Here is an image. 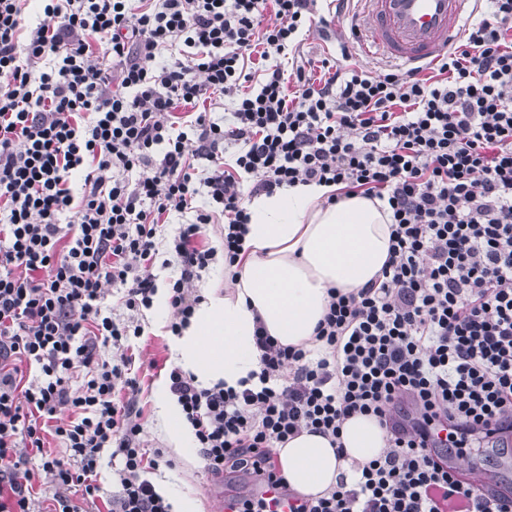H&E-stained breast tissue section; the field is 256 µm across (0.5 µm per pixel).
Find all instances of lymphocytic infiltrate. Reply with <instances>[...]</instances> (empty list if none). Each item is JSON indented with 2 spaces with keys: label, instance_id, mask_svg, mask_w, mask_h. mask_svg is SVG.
Segmentation results:
<instances>
[{
  "label": "lymphocytic infiltrate",
  "instance_id": "lymphocytic-infiltrate-1",
  "mask_svg": "<svg viewBox=\"0 0 512 512\" xmlns=\"http://www.w3.org/2000/svg\"><path fill=\"white\" fill-rule=\"evenodd\" d=\"M316 6L0 0V512H172L123 352L144 334L153 269H175L180 335L193 283L244 252L246 201L309 183L387 201L389 258L330 292L320 348L260 325V369L240 388L168 369L206 473L287 488L278 444L338 437L359 413L386 430L385 455L289 512H512V491H475L448 465L492 436L512 447V0H484L428 76L372 74L344 45L300 59ZM219 217L215 248L203 227ZM35 460L56 486L45 507Z\"/></svg>",
  "mask_w": 512,
  "mask_h": 512
}]
</instances>
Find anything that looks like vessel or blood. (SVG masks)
I'll return each mask as SVG.
<instances>
[{
    "mask_svg": "<svg viewBox=\"0 0 512 512\" xmlns=\"http://www.w3.org/2000/svg\"><path fill=\"white\" fill-rule=\"evenodd\" d=\"M352 24L367 58L419 70L455 45L479 0H360Z\"/></svg>",
    "mask_w": 512,
    "mask_h": 512,
    "instance_id": "obj_1",
    "label": "vessel or blood"
}]
</instances>
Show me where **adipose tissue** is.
<instances>
[{"instance_id":"ef3b65f1","label":"adipose tissue","mask_w":512,"mask_h":512,"mask_svg":"<svg viewBox=\"0 0 512 512\" xmlns=\"http://www.w3.org/2000/svg\"><path fill=\"white\" fill-rule=\"evenodd\" d=\"M331 189L314 183L253 198L244 245L247 254L229 286L206 288L189 325L174 344L175 361L197 383L237 386L258 370L257 324L281 345L316 348L314 330L329 289L349 293L380 274L389 257L391 212L386 203L355 195L328 202ZM157 420L167 445L192 459L196 439L167 384L155 389ZM342 450L308 431L277 450L290 487L304 495L336 487L354 464L384 455L387 433L372 416L342 425Z\"/></svg>"}]
</instances>
